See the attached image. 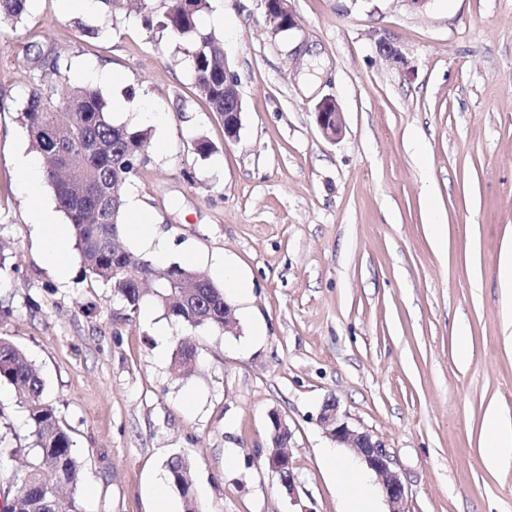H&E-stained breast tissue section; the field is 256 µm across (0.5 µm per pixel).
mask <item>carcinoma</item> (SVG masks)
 <instances>
[{
    "label": "carcinoma",
    "instance_id": "1",
    "mask_svg": "<svg viewBox=\"0 0 512 512\" xmlns=\"http://www.w3.org/2000/svg\"><path fill=\"white\" fill-rule=\"evenodd\" d=\"M30 0H0V23H19L27 15ZM146 22L192 46L196 87L214 112L224 113V54L216 37L198 27L209 0H161L166 5L156 15V0H136ZM34 82L23 99L21 119L30 145L46 162L44 176L51 186L57 208L71 225L79 255L80 271L113 288L136 311L142 289L137 282L157 280V303L177 323L191 328L224 329V289L196 269L172 265L158 273L142 256L113 249L126 224V200L104 195L100 189L122 176L130 183L149 162L150 134L146 129L112 122L110 108L101 92L88 85H68L60 91L62 56L38 48L30 59ZM53 132L59 150L69 156L66 168L57 161L45 140ZM5 385L24 400L32 448H16L25 456L21 495L13 512H59L58 493L78 489L79 462L73 440L54 407L43 399L44 380L24 352L11 340L0 337V386ZM190 462L175 453L166 462L169 485L182 496L186 512H199L195 499L187 495Z\"/></svg>",
    "mask_w": 512,
    "mask_h": 512
}]
</instances>
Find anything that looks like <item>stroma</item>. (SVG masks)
<instances>
[{"label": "stroma", "mask_w": 512, "mask_h": 512, "mask_svg": "<svg viewBox=\"0 0 512 512\" xmlns=\"http://www.w3.org/2000/svg\"><path fill=\"white\" fill-rule=\"evenodd\" d=\"M290 6L287 32L263 0H211L200 18L242 98L232 141L195 87L187 42L136 12L30 0L22 23L0 27V336L39 368L74 441L80 482L63 512H156L161 498L185 512L166 480L175 453L193 463L200 512H341L347 491L322 464L330 397L388 448L409 512H512V460L481 459L487 412L512 423V297L499 277L512 243V0ZM39 43L67 60L70 82L111 70L113 121L151 131L126 192L168 246L160 265L220 286L210 260L223 256L251 285L234 332L175 323L150 294L130 310L83 278L71 240L69 274L56 276L31 222L52 190L31 191L16 163L32 153L19 104ZM326 97L343 112L335 140L316 124ZM200 135L214 146L205 157ZM433 209L448 226L441 249ZM185 339L197 357L181 375ZM274 412L293 432L291 495L265 466ZM31 443L24 403L0 386V445Z\"/></svg>", "instance_id": "obj_1"}]
</instances>
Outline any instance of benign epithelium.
Segmentation results:
<instances>
[{"label":"benign epithelium","instance_id":"7a95c632","mask_svg":"<svg viewBox=\"0 0 512 512\" xmlns=\"http://www.w3.org/2000/svg\"><path fill=\"white\" fill-rule=\"evenodd\" d=\"M266 17L278 15L273 28L296 27L294 14L288 0H264ZM242 101L237 90V81L229 72H224V137L235 139L241 128ZM316 121L322 134L334 140L341 135L344 127L343 112L332 98L322 99L316 107ZM320 423L327 435L349 449L360 458L376 477L381 492L389 505V512H408L406 510L407 491L399 473L394 469L392 455L374 436L348 425L340 416L338 404L333 399L326 400L321 408ZM271 444L274 448H288L293 438L286 420L277 413L270 415ZM268 469L278 476L288 495H294L295 473L291 456L278 454L267 457Z\"/></svg>","mask_w":512,"mask_h":512}]
</instances>
